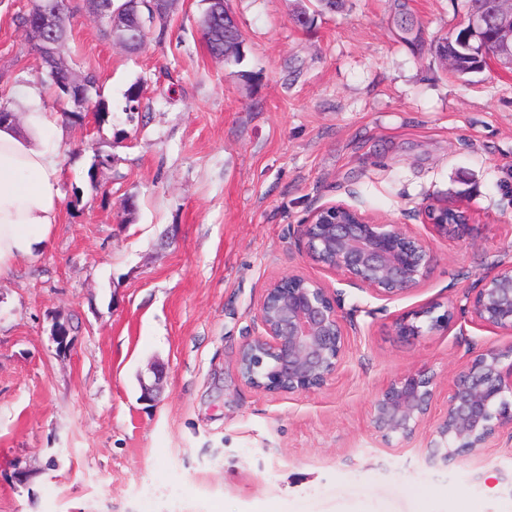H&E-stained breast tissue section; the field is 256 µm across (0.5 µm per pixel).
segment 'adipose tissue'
I'll return each mask as SVG.
<instances>
[{
	"instance_id": "adipose-tissue-1",
	"label": "adipose tissue",
	"mask_w": 512,
	"mask_h": 512,
	"mask_svg": "<svg viewBox=\"0 0 512 512\" xmlns=\"http://www.w3.org/2000/svg\"><path fill=\"white\" fill-rule=\"evenodd\" d=\"M17 97L22 131L0 128V276L46 244L59 221V159L48 145L58 117L42 109L40 88Z\"/></svg>"
}]
</instances>
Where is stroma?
Wrapping results in <instances>:
<instances>
[{
	"instance_id": "35a3bbf8",
	"label": "stroma",
	"mask_w": 512,
	"mask_h": 512,
	"mask_svg": "<svg viewBox=\"0 0 512 512\" xmlns=\"http://www.w3.org/2000/svg\"><path fill=\"white\" fill-rule=\"evenodd\" d=\"M301 2L226 0L244 36L237 64L209 54L204 0H177L164 36L149 32L135 55L76 9L61 52L97 75L111 115L64 124L59 222L0 277V512H439L459 495L473 512H512V430L426 461L449 371L512 345L464 310L469 288L512 263V71L460 76L413 50L393 0H344L303 26ZM27 8L0 0V106L38 86L52 112L15 23ZM408 8L428 43L467 24L466 0ZM98 153L111 161L95 171ZM452 202L472 233L434 237L425 210ZM334 203L431 239L430 278L385 300L314 265L300 226ZM288 272L334 291L349 350L319 390L261 393L236 359L265 285ZM430 303L451 308L448 330L395 333ZM154 361L165 378L148 402L138 377ZM415 369L440 381L432 411L413 439L385 442L370 405Z\"/></svg>"
}]
</instances>
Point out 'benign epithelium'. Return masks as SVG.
I'll list each match as a JSON object with an SVG mask.
<instances>
[{
  "label": "benign epithelium",
  "instance_id": "7a95c632",
  "mask_svg": "<svg viewBox=\"0 0 512 512\" xmlns=\"http://www.w3.org/2000/svg\"><path fill=\"white\" fill-rule=\"evenodd\" d=\"M176 0H123L118 8L103 0H85L88 13L107 17L110 29L142 25L140 10L148 9L152 24L167 20ZM492 24L493 47L484 52L486 64L512 69V0H492L488 12L468 16L467 29L477 34ZM67 92L81 101L85 76L71 74ZM448 223V205L428 208L425 217L439 237L471 233L470 216ZM307 258L323 270L368 289L380 299H392L420 287L430 276L435 254L428 240L405 224L378 222L344 204L323 206L301 225ZM470 322L476 327L512 335V265L483 276L465 294ZM432 303L394 321L400 336L448 330L453 312L438 314ZM258 334L239 353L238 378L267 394H302L323 388L339 370L349 348V334L337 295L319 280L286 273L269 281L257 304ZM437 378L424 369L412 370L384 386L370 405V421L387 442L413 437L429 417ZM512 344L488 350L453 372L448 405L429 441L430 458L446 462L487 447L499 429L512 426Z\"/></svg>",
  "mask_w": 512,
  "mask_h": 512
}]
</instances>
